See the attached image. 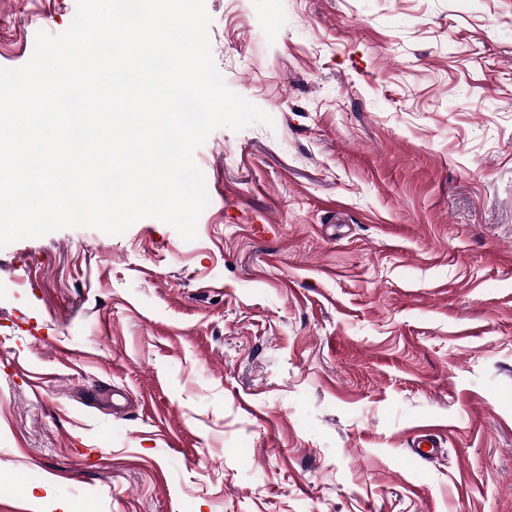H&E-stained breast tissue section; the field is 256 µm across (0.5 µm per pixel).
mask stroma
Returning a JSON list of instances; mask_svg holds the SVG:
<instances>
[{"label":"stroma","mask_w":512,"mask_h":512,"mask_svg":"<svg viewBox=\"0 0 512 512\" xmlns=\"http://www.w3.org/2000/svg\"><path fill=\"white\" fill-rule=\"evenodd\" d=\"M205 7L273 123L194 241L0 248V512H512V0ZM76 10L0 0V68Z\"/></svg>","instance_id":"obj_1"}]
</instances>
